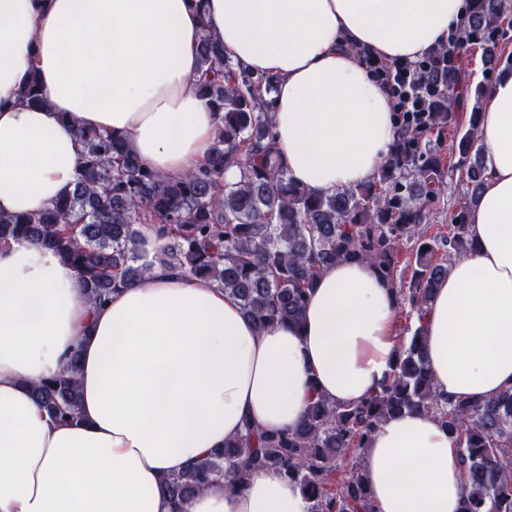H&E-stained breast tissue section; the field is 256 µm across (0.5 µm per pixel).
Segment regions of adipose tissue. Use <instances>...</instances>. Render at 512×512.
<instances>
[{
  "label": "adipose tissue",
  "instance_id": "obj_1",
  "mask_svg": "<svg viewBox=\"0 0 512 512\" xmlns=\"http://www.w3.org/2000/svg\"><path fill=\"white\" fill-rule=\"evenodd\" d=\"M464 0H0V212L67 195L80 131L123 136L151 170L207 162L219 120L199 97L197 46L210 33L234 64L276 77L271 119L289 177L317 194L370 180L397 135L392 102L363 49L414 60L446 46ZM37 80L41 104L24 96ZM478 134L484 183L474 250L453 260L421 322L426 361L449 399L512 387V74L488 85ZM101 306L77 270L30 242L0 245V512H171L161 478L245 423L292 429L313 394L354 404L395 363L397 303L371 267L328 268L300 325L257 332L237 300L166 267ZM80 354L79 413L57 422L32 386ZM376 512H461L454 441L425 412L392 417L364 451ZM183 512H309L279 469L229 490L213 480Z\"/></svg>",
  "mask_w": 512,
  "mask_h": 512
}]
</instances>
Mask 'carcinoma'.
Instances as JSON below:
<instances>
[{
  "label": "carcinoma",
  "mask_w": 512,
  "mask_h": 512,
  "mask_svg": "<svg viewBox=\"0 0 512 512\" xmlns=\"http://www.w3.org/2000/svg\"><path fill=\"white\" fill-rule=\"evenodd\" d=\"M470 2L459 53L481 44L490 70L511 68L512 59L502 60L496 50L509 0ZM198 54V91L221 121L204 167L169 179L143 166L121 138L81 130L84 155L74 189L36 213H0V244L27 241L57 253L77 268L86 299L103 304L145 275L137 244L157 224L166 238L163 262L222 287L259 332L300 324L316 278L339 262L368 264L393 289L398 308L420 319L450 262L473 250L468 224L484 176L478 102L457 144L460 164L467 165L469 201L448 209V236L424 231L430 213L445 204L447 168L440 148L423 138L467 111L471 78L461 62L448 66V95L429 113L427 126H399L369 181L314 194L288 177L277 153L263 98L273 79L233 67L208 33ZM229 166L239 169L232 183L224 181ZM403 242L415 246L408 280L396 273ZM442 247L443 262L436 258ZM78 373L74 354L58 375L33 387L51 417L78 415ZM405 411L431 413L448 430L465 473L462 512H512V388L482 402L443 396L427 367L419 327L408 329L389 380L375 394L353 405L318 396L294 429L259 430L247 422L224 448L163 477V489L172 512H182L183 503L215 477H230L235 488L253 472L275 467L300 486L309 512H374L356 458L384 421ZM346 461L347 476L334 482Z\"/></svg>",
  "instance_id": "carcinoma-1"
}]
</instances>
